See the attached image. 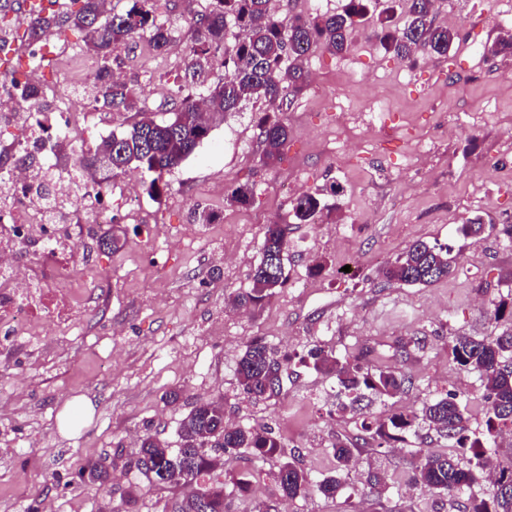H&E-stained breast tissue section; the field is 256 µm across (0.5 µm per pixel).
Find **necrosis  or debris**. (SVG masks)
Segmentation results:
<instances>
[{"label":"necrosis or debris","instance_id":"1","mask_svg":"<svg viewBox=\"0 0 512 512\" xmlns=\"http://www.w3.org/2000/svg\"><path fill=\"white\" fill-rule=\"evenodd\" d=\"M10 72L0 71V353L20 339H33L38 327L70 330L83 311L96 307V289L76 291L77 225L44 220L32 201L36 185L29 175L47 168L52 133L76 141L102 124L103 108L87 112L76 107L65 83L55 84L40 100L20 98ZM56 193L68 197L72 210L93 209L92 221L111 223L114 205L135 208L133 194L117 192L113 183L78 189L56 182Z\"/></svg>","mask_w":512,"mask_h":512}]
</instances>
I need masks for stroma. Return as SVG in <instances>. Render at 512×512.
Masks as SVG:
<instances>
[{"mask_svg":"<svg viewBox=\"0 0 512 512\" xmlns=\"http://www.w3.org/2000/svg\"><path fill=\"white\" fill-rule=\"evenodd\" d=\"M205 0H154L155 13L174 30L163 53L139 39L119 49L126 81L142 87L136 111L116 112L110 127L91 130L84 145L55 141L58 163L73 166L78 150H95L110 131L127 129L137 110L168 118L176 99L174 77L183 73L191 31L188 21ZM512 0H438L436 24L449 11L462 15L460 38L447 57L402 60L372 44L356 29L344 55L316 52L303 66L315 70L292 93L283 118L289 136L280 161L261 162L257 121L264 101L251 99L225 114L208 139L165 174L161 195L140 193L134 219L90 224L79 248L98 276L97 307L76 329L44 328L41 340L18 343L0 356V512H116L137 491V512H165L177 489L153 485L126 468L130 435L154 436L176 449L181 420L198 403L219 400L233 425L270 426L288 458L312 480L338 474L341 492L288 499L276 481L280 462H257L250 490L232 494L228 512H460L463 495L430 492L412 480L421 448L468 465L472 454L427 425L393 448H362L338 470L337 438L361 432L369 419L387 423L421 412L445 397L456 379L466 392L470 439L484 440V381L451 357L457 337H490L512 327L490 311L512 295V59L491 53L507 30L496 15ZM48 61L30 80L49 88L69 78L87 82L93 53L84 32L54 38ZM380 107L386 123L367 132L362 120ZM428 145L417 155L415 143ZM252 184L253 201L230 203L227 195ZM322 197L330 212L316 224L295 223L291 187ZM214 215L194 223L193 206ZM481 220L477 237L460 233ZM289 225L288 285L256 314L231 308L229 298L250 286L260 259L264 228ZM114 230L121 250H101L98 238ZM448 245L461 263L430 285L385 281L382 268L414 241ZM357 257L355 274L340 269ZM264 339L288 362L282 390L272 398L248 396L236 365L247 346ZM373 361L412 380L394 397L338 410L335 376L316 371L305 356L313 346ZM178 391L176 403L166 396ZM90 401L84 412L82 401ZM108 472L103 488L90 486L81 467ZM380 472L384 492L366 486Z\"/></svg>","mask_w":512,"mask_h":512,"instance_id":"1","label":"stroma"}]
</instances>
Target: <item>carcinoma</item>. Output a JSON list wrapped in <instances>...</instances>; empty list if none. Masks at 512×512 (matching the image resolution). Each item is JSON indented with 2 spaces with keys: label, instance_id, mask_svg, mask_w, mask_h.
<instances>
[{
  "label": "carcinoma",
  "instance_id": "obj_1",
  "mask_svg": "<svg viewBox=\"0 0 512 512\" xmlns=\"http://www.w3.org/2000/svg\"><path fill=\"white\" fill-rule=\"evenodd\" d=\"M368 2L348 0L341 13L281 18L269 11V0H210L190 21L193 37L186 50L184 77L194 78L216 62L224 68L223 76L200 91L191 84L179 86L178 100L169 119L157 122L142 112L141 119L130 129L101 139L95 154L89 158L78 156V163L85 169L100 163L113 173L135 166L149 176L144 183L146 191L161 194L164 175L203 143L201 132L210 131L209 122L196 102L201 94L209 112H235L244 101L264 100L267 110L257 125L263 146L261 162L274 165L288 139V127L279 112L290 93L305 81L300 62L319 50L334 55L349 51L350 34L367 15ZM406 2L408 20L403 26L393 24L392 9L386 8L379 14V26L371 31V36L386 52L403 60H410L419 52L428 56L448 55L458 39V30L434 23L435 0ZM47 28L60 34L71 29L87 31L88 46L96 59L91 96L118 112L134 109L138 92L134 85L113 77L112 65L119 60L115 51L145 36L155 50L162 52L174 38V30L158 20L153 0H131V6L120 14L103 10V0H69V8L64 12L34 16L19 40L30 46L40 41ZM252 191L249 184L238 185L227 200L245 206ZM323 209L321 200L312 193L300 194L293 200V216L298 224L318 223ZM287 262L288 225H266L260 260L250 275L252 286L237 294L234 304L253 313L262 310L276 290L286 285ZM456 264L457 257L448 247L418 240L387 263L381 274L389 282L431 284L448 277ZM451 355L457 365L477 370L484 377L489 404L487 436H492L498 425L512 423V330L490 338L460 336ZM307 357L315 370L336 376L347 391L358 395L366 390L378 397H390L411 383L400 372L389 368L374 370L356 359H341L321 346L309 349ZM282 366L267 343L256 339L237 363L238 383L248 395L275 397L281 391ZM419 420L439 435L456 441L459 447H466L468 418L451 395L424 406L419 414L395 415L389 423L376 427L364 423L362 429L381 448L404 441L405 433ZM179 436L181 448L175 451L155 437L142 438L128 464L156 485L178 488L181 512H195L199 501L205 502V512H227L226 484L240 492L251 488L256 473L251 466L233 474L227 483L213 477L224 468L225 453L238 452L251 463L285 456L284 444L273 430L226 424L224 404L218 401L197 404L181 421ZM358 447L352 439L336 442L334 455L339 468L349 466ZM415 455V484L439 494L463 493L474 482L473 470H482L486 465V459L480 456L466 468L446 455L420 450ZM276 478L288 499L311 491L334 498L342 488L341 476L314 483L304 470L289 461L281 463ZM462 512H512V496H470Z\"/></svg>",
  "mask_w": 512,
  "mask_h": 512
}]
</instances>
